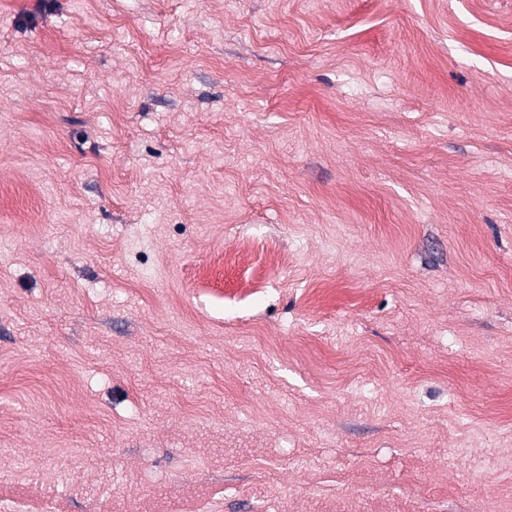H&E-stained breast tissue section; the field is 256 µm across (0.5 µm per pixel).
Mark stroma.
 I'll return each mask as SVG.
<instances>
[{"label":"stroma","mask_w":512,"mask_h":512,"mask_svg":"<svg viewBox=\"0 0 512 512\" xmlns=\"http://www.w3.org/2000/svg\"><path fill=\"white\" fill-rule=\"evenodd\" d=\"M512 512V0H0V512Z\"/></svg>","instance_id":"1"}]
</instances>
